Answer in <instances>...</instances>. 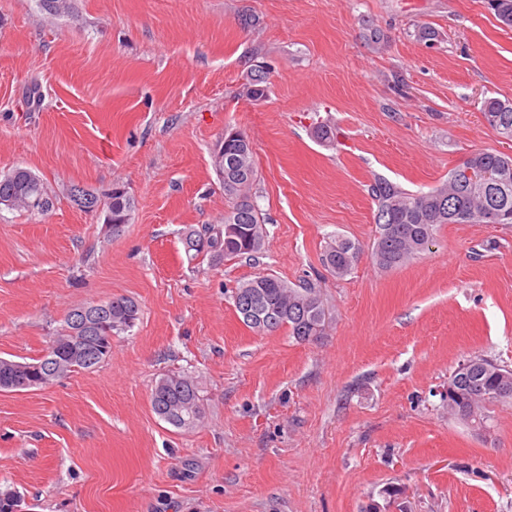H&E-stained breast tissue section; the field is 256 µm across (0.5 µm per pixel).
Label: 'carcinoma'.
Masks as SVG:
<instances>
[{"label":"carcinoma","instance_id":"obj_1","mask_svg":"<svg viewBox=\"0 0 512 512\" xmlns=\"http://www.w3.org/2000/svg\"><path fill=\"white\" fill-rule=\"evenodd\" d=\"M41 8L51 15H65L73 9L71 0H39ZM502 24L512 27V0H488ZM265 72L256 69L244 87L246 97L258 101L265 97ZM484 121L505 142H512V102L492 97L485 99L481 109ZM224 150L238 155V167L220 173L224 195L230 205L224 212V223L205 229L209 237L200 248H184L191 262L208 259L212 263L252 256L263 248L266 228L264 218L252 197L258 172L250 140L243 132L224 140ZM478 168L488 181L498 184L496 195L475 189L463 174L466 168ZM71 198L87 212L105 206L113 224L127 223L134 210L133 198L110 192L106 201L88 189L75 186ZM368 193L375 204V237L371 256L378 268L390 271L400 268L429 249L436 228L441 224H486L487 210H499V224H512V154L500 151L472 153L452 170L448 180L427 192L415 193L383 177L374 178ZM0 205L19 211L46 214L52 199L42 181L32 171L15 168L0 176ZM235 226L233 235L225 227ZM360 254V247L349 239L337 237L322 254L325 270L336 278L349 275ZM237 312L246 300L259 305L263 321L243 320L262 333L283 327L296 340L308 341L324 334L328 311L316 289L294 288L274 275L257 276L238 285L232 294ZM101 306L108 309L96 316L94 326L79 330L74 316L67 313L64 323L51 341L59 344L58 362L62 372L88 371L112 353V337L130 331L139 319V305L129 297H114ZM39 368L33 376L14 368L12 360L0 358V382L12 390L25 391L43 387V379L51 377L52 362L38 358L26 362ZM455 397L448 402V414L475 431L490 428L489 407L512 401V369L481 355L463 361L448 378ZM153 412L178 429H191L201 419V398L193 380L181 375H166L156 383L151 398ZM21 495L6 489L0 491V512H16Z\"/></svg>","mask_w":512,"mask_h":512}]
</instances>
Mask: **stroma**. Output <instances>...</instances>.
Instances as JSON below:
<instances>
[{
    "label": "stroma",
    "mask_w": 512,
    "mask_h": 512,
    "mask_svg": "<svg viewBox=\"0 0 512 512\" xmlns=\"http://www.w3.org/2000/svg\"><path fill=\"white\" fill-rule=\"evenodd\" d=\"M259 63L256 102L240 90ZM490 97L512 100V29L488 0H74L63 17L0 0V174L32 170L54 202L0 208V357H41L72 308L141 307L97 368L0 391V486L25 512H363L388 485L392 512H512V402L486 432L448 415L465 359L512 367V224L440 225L391 271L370 257L375 176L425 192L473 152L512 153ZM228 127L253 146L265 245L191 264L184 233L228 207L211 157ZM116 183L135 208L109 232L70 188ZM339 235L361 248L341 279L321 265ZM261 274L315 287L324 334L245 326L231 294ZM166 374L197 384L195 428L153 413Z\"/></svg>",
    "instance_id": "obj_1"
}]
</instances>
